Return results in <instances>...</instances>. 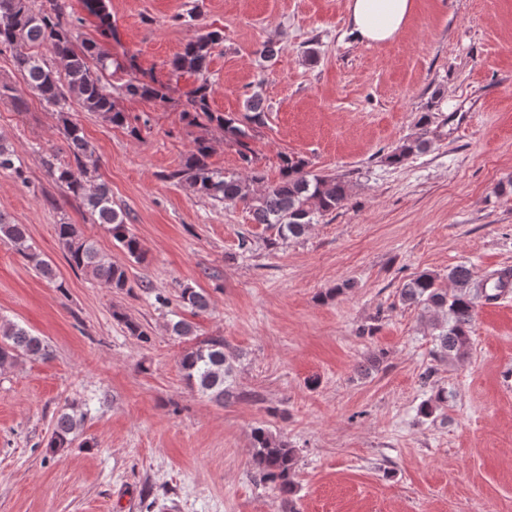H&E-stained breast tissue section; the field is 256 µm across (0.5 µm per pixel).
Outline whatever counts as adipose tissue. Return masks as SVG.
Instances as JSON below:
<instances>
[{"mask_svg": "<svg viewBox=\"0 0 512 512\" xmlns=\"http://www.w3.org/2000/svg\"><path fill=\"white\" fill-rule=\"evenodd\" d=\"M414 0H346L352 34L363 44L396 40L414 13Z\"/></svg>", "mask_w": 512, "mask_h": 512, "instance_id": "1", "label": "adipose tissue"}]
</instances>
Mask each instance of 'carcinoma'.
I'll return each mask as SVG.
<instances>
[{"instance_id":"obj_1","label":"carcinoma","mask_w":512,"mask_h":512,"mask_svg":"<svg viewBox=\"0 0 512 512\" xmlns=\"http://www.w3.org/2000/svg\"><path fill=\"white\" fill-rule=\"evenodd\" d=\"M223 41L218 31H210L184 46L170 61L172 75L185 73L197 77L199 84L190 92L182 110L183 119L190 126L216 125L224 131V138L237 147L246 177L214 170L208 163L211 152L204 137L194 139V148L181 168L168 178L188 184L201 197L218 202H240L256 224H268L277 230L281 239L298 237L323 217L336 211L348 197V184L337 177L317 174L307 169L308 163L299 157L284 155L280 175L269 180L258 164V157L251 145L253 127L265 124V112L259 93H254L246 103L242 118L224 115L211 109L208 64L212 50ZM20 47L13 56L14 67L40 99L59 107V121L69 150V159L52 158L46 161L48 173L67 196L81 201L89 219L106 227L130 257L144 259L138 238L130 233L126 214L112 206V190L97 181V159L86 140L83 128L65 111L70 98H75L86 112L99 115L117 127L130 126L129 115L117 106L112 91L108 89L106 71L108 54L94 41L76 43L73 23L65 18L64 0H0V48ZM124 96L140 97L163 102L167 99L164 88L148 83L128 81L118 87ZM431 114L419 113V136L395 148L387 159L392 164L403 162L415 153L427 149L428 126ZM0 169L12 171L21 181H27L25 170L14 149L0 141ZM56 234L68 264L91 280L110 289L129 287V277L124 266L112 262L94 242L85 237L77 225L62 222L55 225ZM0 239L12 247L45 278L54 277L48 261L40 257L29 243L23 224H13L0 213ZM473 272L467 266H457L448 273L453 290L440 287L439 276L423 272L410 279L400 289L403 304L419 307L424 312L436 314L431 326L436 353L446 358L450 355L463 358L470 348V332L475 320L477 298H497L488 292V281L472 286ZM180 298L184 305L197 311L208 307L204 294L192 286H182ZM50 357L44 341L18 324L0 317V367L15 366L26 359ZM186 384L217 402L234 397L231 357L224 352V338L212 336L185 350L179 360ZM87 414L72 404L58 412L47 442L53 451L68 448L77 431L84 425ZM251 474L276 491L281 502L294 512L293 496L297 491L295 476V450L263 428L252 431Z\"/></svg>"}]
</instances>
